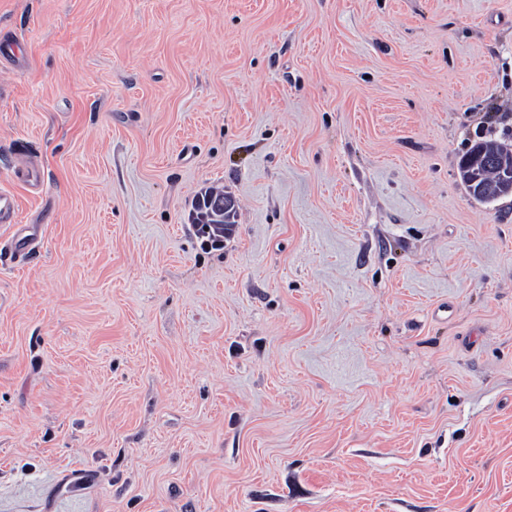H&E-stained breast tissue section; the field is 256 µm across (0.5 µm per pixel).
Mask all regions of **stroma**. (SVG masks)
<instances>
[{"mask_svg": "<svg viewBox=\"0 0 512 512\" xmlns=\"http://www.w3.org/2000/svg\"><path fill=\"white\" fill-rule=\"evenodd\" d=\"M0 39V512H512V196L458 176L512 140V0H0ZM224 196V189L219 187H212L209 189H206L204 193L202 192L200 196L197 197L194 203V210H197L201 213H207V210H204L206 200H208L209 208V214H213V212L216 213H228L230 212L234 207V201L231 197H219L215 198L212 196ZM207 197H211L208 198ZM198 201V208L196 207V202ZM204 206V207H203Z\"/></svg>", "mask_w": 512, "mask_h": 512, "instance_id": "1", "label": "stroma"}]
</instances>
